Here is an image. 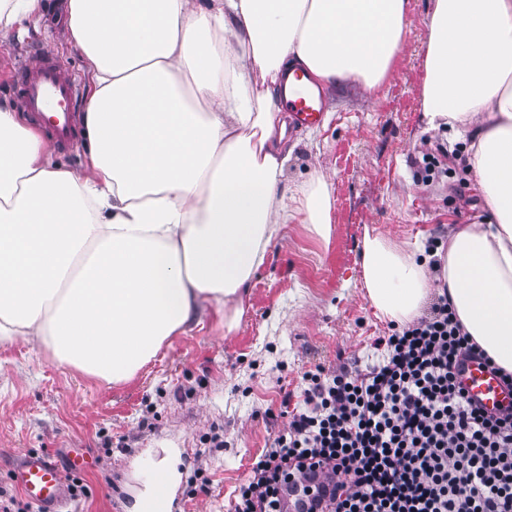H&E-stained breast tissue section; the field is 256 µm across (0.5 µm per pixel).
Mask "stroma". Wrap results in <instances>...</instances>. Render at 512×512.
<instances>
[{
  "instance_id": "35a3bbf8",
  "label": "stroma",
  "mask_w": 512,
  "mask_h": 512,
  "mask_svg": "<svg viewBox=\"0 0 512 512\" xmlns=\"http://www.w3.org/2000/svg\"><path fill=\"white\" fill-rule=\"evenodd\" d=\"M64 3L44 0L40 18L19 20L0 36V60L21 61L43 43L86 87L90 75ZM430 6L409 0L397 61L380 85L342 83L331 90L330 113L320 124H289L285 183L326 175L330 236L285 225L242 297L233 332H225L223 313L207 311L133 379L114 386L58 363L35 341L0 346V487L15 491L11 474L24 451L49 453L66 473L75 452L85 451L96 460L81 473L91 495L67 501L65 512H113L117 497L126 512H139L147 457L171 469L169 487L187 512H230L236 486L288 425L283 398L300 403L302 374L370 363L371 343L388 334L390 321L363 286L365 235L411 248L487 218L473 171L452 160V176L429 183L419 176L423 153L436 145L472 146L465 129L429 130L421 121ZM215 434L223 447H211ZM196 473L201 483H193Z\"/></svg>"
}]
</instances>
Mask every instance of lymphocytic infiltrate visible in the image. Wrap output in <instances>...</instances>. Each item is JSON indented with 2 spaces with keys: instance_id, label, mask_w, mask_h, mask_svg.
Masks as SVG:
<instances>
[{
  "instance_id": "lymphocytic-infiltrate-1",
  "label": "lymphocytic infiltrate",
  "mask_w": 512,
  "mask_h": 512,
  "mask_svg": "<svg viewBox=\"0 0 512 512\" xmlns=\"http://www.w3.org/2000/svg\"><path fill=\"white\" fill-rule=\"evenodd\" d=\"M354 371L302 376L303 403L239 484L233 512H512V408L491 414L457 380L484 358L447 296L373 342Z\"/></svg>"
}]
</instances>
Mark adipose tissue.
Listing matches in <instances>:
<instances>
[{"label":"adipose tissue","mask_w":512,"mask_h":512,"mask_svg":"<svg viewBox=\"0 0 512 512\" xmlns=\"http://www.w3.org/2000/svg\"><path fill=\"white\" fill-rule=\"evenodd\" d=\"M408 0H68L90 74L85 174L0 103V344L39 340L106 384L130 380L206 309L233 331L284 225L330 232L323 174L285 192L281 89L374 87ZM422 120L468 127L488 223L455 230L439 289L473 341L512 373V0H432ZM374 308L405 323L431 285L408 248L366 236Z\"/></svg>","instance_id":"ef3b65f1"}]
</instances>
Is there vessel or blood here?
<instances>
[{
  "instance_id": "vessel-or-blood-1",
  "label": "vessel or blood",
  "mask_w": 512,
  "mask_h": 512,
  "mask_svg": "<svg viewBox=\"0 0 512 512\" xmlns=\"http://www.w3.org/2000/svg\"><path fill=\"white\" fill-rule=\"evenodd\" d=\"M292 94L288 109L302 124L321 121L329 110L323 90L310 89L305 69L289 74ZM11 78L18 89L19 102L50 133L55 146L74 145L78 129L75 104L79 84L52 53H40L32 67L15 68ZM458 380L471 400L486 411L495 412L512 404V390L501 385L480 360L472 359L459 369ZM13 480L37 512H61L65 500V479L53 460L44 453H28L14 471Z\"/></svg>"
}]
</instances>
